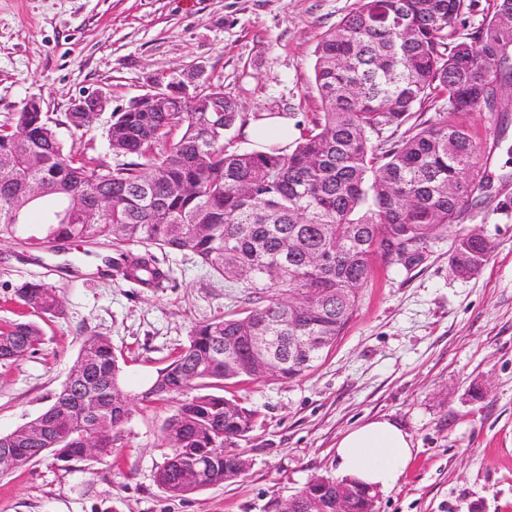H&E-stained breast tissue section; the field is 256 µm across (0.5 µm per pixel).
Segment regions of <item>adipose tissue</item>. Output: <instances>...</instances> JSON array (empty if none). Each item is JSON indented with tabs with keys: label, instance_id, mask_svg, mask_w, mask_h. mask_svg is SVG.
<instances>
[{
	"label": "adipose tissue",
	"instance_id": "adipose-tissue-1",
	"mask_svg": "<svg viewBox=\"0 0 512 512\" xmlns=\"http://www.w3.org/2000/svg\"><path fill=\"white\" fill-rule=\"evenodd\" d=\"M413 454L409 434L389 419H370L347 430L336 444L342 477L386 489L395 484Z\"/></svg>",
	"mask_w": 512,
	"mask_h": 512
}]
</instances>
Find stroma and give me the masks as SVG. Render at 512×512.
Segmentation results:
<instances>
[{
	"instance_id": "stroma-1",
	"label": "stroma",
	"mask_w": 512,
	"mask_h": 512,
	"mask_svg": "<svg viewBox=\"0 0 512 512\" xmlns=\"http://www.w3.org/2000/svg\"><path fill=\"white\" fill-rule=\"evenodd\" d=\"M355 0H0V121L37 98L65 146L112 162L107 115L86 133L65 125L74 100L102 95L110 112L176 79L218 85L243 111L281 112L307 124L321 108L314 87L322 33ZM509 118L493 130L470 114L494 179L483 208L465 213L492 246L476 275L452 273V239L432 241L410 268L376 263L334 345L301 377L228 384L224 395L256 412L237 445V481L186 498L155 474L160 435L178 407L140 398L184 347L193 326L240 311L231 287L188 253L160 254L167 287H138L106 270L112 243H67L61 252L0 240V327L20 319L16 291L52 286L65 315L44 320L32 355L0 364V434L40 414L66 380L86 336L109 337L133 397L116 451L64 467L46 456L0 478V512H271L312 476L337 477L336 442L352 425L385 417L410 435L413 457L377 512H512V83L498 91Z\"/></svg>"
}]
</instances>
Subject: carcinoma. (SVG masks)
Listing matches in <instances>:
<instances>
[{
	"label": "carcinoma",
	"mask_w": 512,
	"mask_h": 512,
	"mask_svg": "<svg viewBox=\"0 0 512 512\" xmlns=\"http://www.w3.org/2000/svg\"><path fill=\"white\" fill-rule=\"evenodd\" d=\"M475 0H357L316 46L314 83L321 110L291 145L231 149L226 138L272 114L240 111L219 85L163 110L133 101L111 113L109 165L65 148L37 101L0 123V157H10L50 185L27 201L13 168L0 166V240L43 250L73 241L110 239L118 248L107 267L143 288H164L167 271L154 250L187 251L232 283L249 274L251 307L216 316L190 331L188 344L158 371L142 400L181 398L163 428L170 453L156 481L185 497L244 475L228 449L252 431L256 415L236 399L213 393L228 382L259 380L246 337L261 323L274 336H315L310 359H272L269 377L292 380L313 367L356 310L372 265L392 248L393 266L423 260L428 245L453 232L450 269L471 277L492 245L459 225L493 189L464 112H499L497 92L512 80V0L462 40L457 22ZM224 101V123L209 103ZM448 106L426 126L410 125L416 109ZM405 127L399 140L379 138ZM112 207L93 224L84 214L94 197ZM49 222H23L36 206ZM139 251L134 252L132 248ZM29 318L0 331V361L15 362L43 341L39 320L64 315L56 291L29 282L17 290ZM238 342L224 355V341ZM122 373L112 342L86 337L49 407L0 435V452L24 466L46 455L58 462L112 454L114 431L130 415L118 405ZM355 512H372L363 486L341 479Z\"/></svg>",
	"instance_id": "1"
}]
</instances>
